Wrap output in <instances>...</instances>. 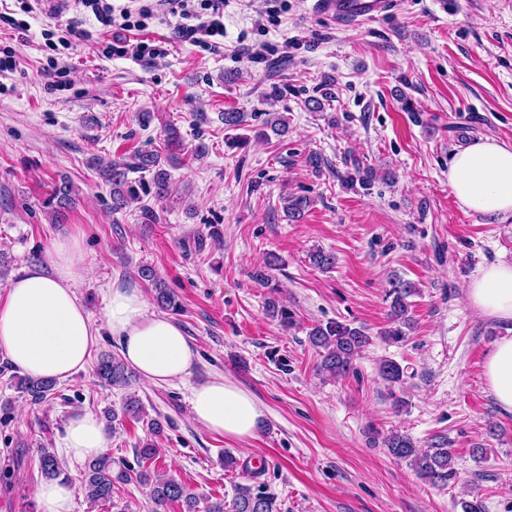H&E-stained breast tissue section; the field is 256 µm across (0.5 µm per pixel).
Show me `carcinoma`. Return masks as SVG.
<instances>
[{"instance_id":"cac0c4a2","label":"carcinoma","mask_w":512,"mask_h":512,"mask_svg":"<svg viewBox=\"0 0 512 512\" xmlns=\"http://www.w3.org/2000/svg\"><path fill=\"white\" fill-rule=\"evenodd\" d=\"M264 126L274 134L281 136L288 131V121L276 112L267 113ZM138 173L137 179L129 178V173ZM102 179L110 186L112 208L119 210L131 201H140L145 196L163 199L170 193V175L161 168V155L152 149L140 150L135 154L132 165L120 161H112L99 167ZM150 178H145V174ZM75 195L72 182L66 178L60 180L53 190L49 203L56 208L66 207ZM310 200L305 196L284 197V211L291 221L303 218ZM311 264L319 269H329L335 265L333 254L317 249L309 254ZM274 261L256 267L251 277L259 285L271 287L270 270ZM141 279L154 285V299L159 308L178 313L182 311L179 296L167 288L155 271L144 266L139 270ZM416 293L413 283L396 280L392 282L388 296L391 297L388 314L389 326L383 331L385 341L390 344H400L407 341L413 329V320L409 315L410 303L408 298ZM266 314L286 330L294 325L292 314L288 308L273 296L266 302ZM309 342L318 349L321 357L320 370L333 377H342L354 369V361L364 348L370 344V336L362 326H353L338 320H330L312 327L308 333ZM96 376L106 387H124L131 383L133 375L122 358L110 352L102 353L95 366ZM378 374L389 388H394L403 381L404 369L392 359L381 360ZM56 381L53 379H38L24 377L20 388L32 400L42 401L52 394ZM123 416L134 421L145 423L148 435L155 438L163 435V425L156 419H145V408L139 399L129 397L122 407ZM384 446L394 457L406 460L416 470L420 478L437 487H445L456 480L458 472L454 467L453 450L448 443L442 441L424 451L417 448L411 436L392 432L384 438ZM39 463L41 472L48 478H58L64 475L60 464L53 452L46 448L40 449ZM136 480L149 488L150 498L154 504V512H165L168 505L183 502L186 512H196L197 495L188 485L173 477H164L155 471L142 469L131 472L125 466L112 470V458L101 456L89 461L81 474L83 491L91 503H106L112 500V492L118 483ZM232 512H278L275 500L263 491H253L249 486L237 489L232 504Z\"/></svg>"}]
</instances>
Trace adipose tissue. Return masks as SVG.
<instances>
[{"instance_id": "ef3b65f1", "label": "adipose tissue", "mask_w": 512, "mask_h": 512, "mask_svg": "<svg viewBox=\"0 0 512 512\" xmlns=\"http://www.w3.org/2000/svg\"><path fill=\"white\" fill-rule=\"evenodd\" d=\"M448 185L465 209L488 218L512 213V145L490 138L456 151ZM88 276L77 237L52 241L46 263L25 269L0 297V353L34 378L64 380L86 368L101 333L118 339L124 362L153 385L184 381L192 348L167 315L151 311L137 288L105 284L101 319H94L77 290ZM466 301L480 315L512 322V263L487 265L466 287ZM496 401L512 412V336L497 343L485 365ZM190 417L204 430L238 440L255 437L263 418L247 391L217 376L190 389ZM111 444L95 414L69 418L60 448L74 464L104 455Z\"/></svg>"}]
</instances>
